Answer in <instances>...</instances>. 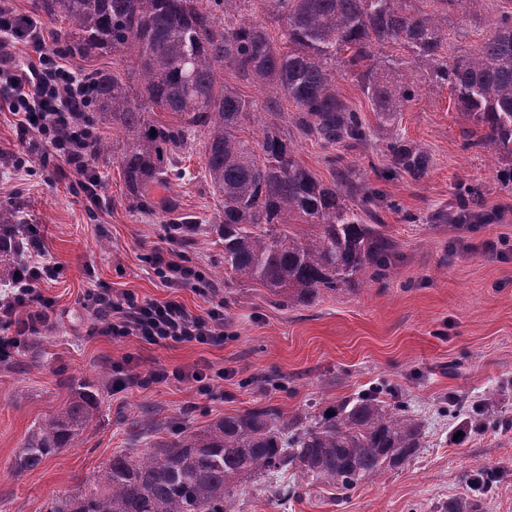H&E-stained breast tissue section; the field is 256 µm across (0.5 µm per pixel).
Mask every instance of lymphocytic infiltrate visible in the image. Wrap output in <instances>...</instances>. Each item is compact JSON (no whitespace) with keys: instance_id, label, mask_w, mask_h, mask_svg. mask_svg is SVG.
Masks as SVG:
<instances>
[{"instance_id":"f902f5d3","label":"lymphocytic infiltrate","mask_w":512,"mask_h":512,"mask_svg":"<svg viewBox=\"0 0 512 512\" xmlns=\"http://www.w3.org/2000/svg\"><path fill=\"white\" fill-rule=\"evenodd\" d=\"M14 34L11 28L0 32V101L7 103L16 116L21 133L40 135L44 143L42 163L69 165L76 175V190L94 204H101L103 184L89 163L95 131L81 108L87 91L84 79L60 66L55 53L40 35L30 41L36 61L23 68L17 67L10 50V38ZM180 238V233H172L169 248L155 250L148 262L166 287L190 285L199 294H208L209 288L200 272L178 259L175 246ZM58 272V267L53 265L28 267L17 282L14 296L0 302V327L6 330L5 335L0 336L1 355L10 354L18 347L22 336L50 321L55 311L54 302L42 293L39 284L54 279ZM84 304L94 316L88 328L92 336L115 339L133 336L151 345L171 342L220 345L224 342V304L220 301L197 314L173 297L146 301L131 292L91 288L85 294ZM223 376V370L207 365L191 370L157 368L144 375L121 370L113 377L112 386L122 391L174 379L194 382L199 390L207 391L212 381Z\"/></svg>"}]
</instances>
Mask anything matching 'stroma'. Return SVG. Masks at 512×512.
Here are the masks:
<instances>
[{
  "label": "stroma",
  "mask_w": 512,
  "mask_h": 512,
  "mask_svg": "<svg viewBox=\"0 0 512 512\" xmlns=\"http://www.w3.org/2000/svg\"><path fill=\"white\" fill-rule=\"evenodd\" d=\"M505 7L512 9V0H483L476 12L453 16L451 51L477 48ZM408 74L422 84V70ZM465 125L448 91L422 84L397 130L428 151L432 165L420 180L382 185L398 204L382 214L400 252L389 278L324 293L310 306L282 307L265 289L234 282L225 271L201 148L181 154L168 189L154 192L170 197L172 208L152 212L130 205L117 154L98 157L93 166L108 201L98 208L73 190L68 166L39 162L37 133L21 135L15 116L0 106V148L21 143L31 156L20 168L0 158V201L22 203L26 221L43 236L44 261L60 268L41 286L58 315L34 331L38 353L0 362V512H46L51 498L90 483L115 452L142 451L129 434L132 418L199 429L260 403L316 414L376 389L385 403L407 404L424 426V446L409 462L340 496L314 488L278 501L249 485L232 512H433L468 493L484 467L495 469L497 479L481 497L480 512H512V185L497 179L491 149L464 148ZM462 182L481 187L497 221L474 229L431 222ZM184 218L197 231L179 249L224 300L223 345L87 335L91 316L82 297L89 288L161 301L174 295L193 312L207 309L192 288L171 293L145 260L153 249L168 248V224ZM488 240L497 252H484ZM126 363L143 374L208 364L224 378L206 394L174 380L114 391L112 367ZM80 382L95 384L100 406L76 446L34 470L16 471V451L33 425L62 407L69 384ZM482 404L495 405L508 425L456 438L473 406Z\"/></svg>",
  "instance_id": "1"
}]
</instances>
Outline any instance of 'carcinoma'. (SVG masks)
Wrapping results in <instances>:
<instances>
[{"label":"carcinoma","mask_w":512,"mask_h":512,"mask_svg":"<svg viewBox=\"0 0 512 512\" xmlns=\"http://www.w3.org/2000/svg\"><path fill=\"white\" fill-rule=\"evenodd\" d=\"M433 3L431 11L423 3ZM40 0L55 45L80 57L135 55V75L93 69L87 107L99 126L122 133L119 156L131 206L152 211L179 155L203 135L204 179L217 198L216 229L224 268L240 284L258 285L292 306L312 305L327 291L382 279L399 257L380 209L397 208L344 155L328 156L332 179L317 178L296 158V142L329 149L381 145L384 180L417 181L428 153L394 132L395 118L419 89L404 77L415 64L433 90L447 88L460 114L481 132L462 131L467 148L493 150L498 179L512 183V11L503 12L474 50L448 56V15L483 0H252L264 17L239 18L241 0ZM277 23L278 35L266 21ZM401 45L411 57L384 55ZM230 70L266 86L261 100L224 82ZM353 74L376 115L370 124L336 92L339 71ZM292 112H278L281 100ZM167 112L172 122L150 118ZM264 118L257 136L245 121ZM456 205L435 223L489 219L479 188L457 189ZM30 229L20 208L0 203V286L15 287ZM69 399L30 431L16 453L17 471L34 470L73 447L99 410L91 385H70ZM423 447L422 426L404 404L369 394L319 414L290 416L266 405L226 415L200 429L154 440L143 455L120 453L76 494L54 498L47 512H228L242 483L293 472L303 484L346 493L400 467ZM445 512H479V500H448Z\"/></svg>","instance_id":"cac0c4a2"}]
</instances>
